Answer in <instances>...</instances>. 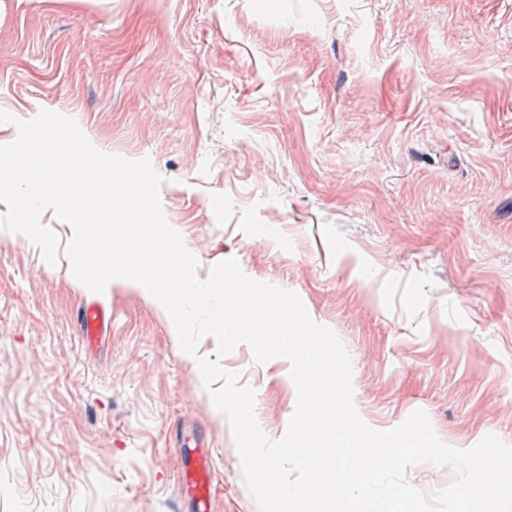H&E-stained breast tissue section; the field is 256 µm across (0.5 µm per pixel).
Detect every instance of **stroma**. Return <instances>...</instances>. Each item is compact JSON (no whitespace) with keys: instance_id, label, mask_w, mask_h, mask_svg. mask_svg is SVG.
<instances>
[{"instance_id":"stroma-1","label":"stroma","mask_w":512,"mask_h":512,"mask_svg":"<svg viewBox=\"0 0 512 512\" xmlns=\"http://www.w3.org/2000/svg\"><path fill=\"white\" fill-rule=\"evenodd\" d=\"M0 110V146L49 110L149 159L198 276L297 293L370 427L422 410L449 446L512 444V0H0ZM197 356L146 292L92 294L0 229V512H191L181 441L214 456V512H258ZM221 365L281 438L289 362ZM76 325L84 353L96 355L112 331V311L97 302H81L76 312Z\"/></svg>"}]
</instances>
